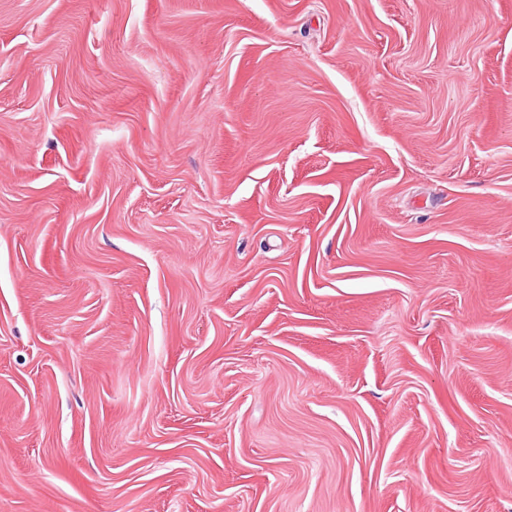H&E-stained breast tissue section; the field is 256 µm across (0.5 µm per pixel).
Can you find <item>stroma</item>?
I'll return each mask as SVG.
<instances>
[{
  "label": "stroma",
  "instance_id": "stroma-1",
  "mask_svg": "<svg viewBox=\"0 0 512 512\" xmlns=\"http://www.w3.org/2000/svg\"><path fill=\"white\" fill-rule=\"evenodd\" d=\"M0 512H512V0H0Z\"/></svg>",
  "mask_w": 512,
  "mask_h": 512
}]
</instances>
